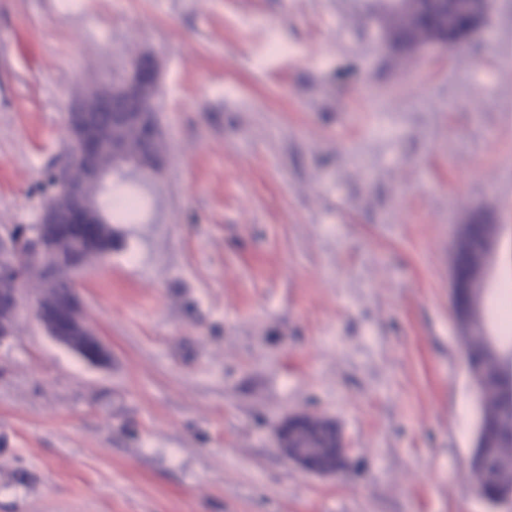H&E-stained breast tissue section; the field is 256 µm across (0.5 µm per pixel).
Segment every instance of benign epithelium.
<instances>
[{
    "label": "benign epithelium",
    "instance_id": "7a95c632",
    "mask_svg": "<svg viewBox=\"0 0 512 512\" xmlns=\"http://www.w3.org/2000/svg\"><path fill=\"white\" fill-rule=\"evenodd\" d=\"M461 9L453 23H448V0H387L385 8L393 17L413 25L415 36L399 42L388 29L381 30L387 49L417 53L427 48L448 49L471 41L486 28L491 0H461ZM161 96V67L151 51L131 56L120 70L105 82L104 88L78 93L68 107L66 125L69 132L68 156L73 165L60 174L50 173L53 186L48 189L37 224L19 233L10 228L0 230V279L13 280L14 287L0 290V347L13 338L15 324L23 309L22 288L27 283L25 267L41 266L45 280L57 279L59 268L67 265L79 274L86 269L84 252L98 246L96 225L105 221L104 211L88 210L86 189L103 185L111 173L134 170L150 176L163 173L166 157L145 149L128 152L124 132L141 131L148 142L161 137L162 129L153 105ZM111 113L112 135L101 136L97 116ZM112 155L113 172L103 173L88 163L98 153ZM64 198L68 210L61 219L57 200ZM502 225L489 212L473 210L460 225L454 238L451 263V297L464 300L466 288L475 277L489 283L494 256L501 240ZM84 298L75 287L57 306L40 301L35 314L48 337L85 363L102 366L110 354L84 319ZM336 465L313 464L307 457L291 450L288 421L277 429L275 440L284 457L292 464L313 474L330 475L339 471L347 454L342 435H337Z\"/></svg>",
    "mask_w": 512,
    "mask_h": 512
}]
</instances>
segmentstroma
<instances>
[{
	"instance_id": "35a3bbf8",
	"label": "stroma",
	"mask_w": 512,
	"mask_h": 512,
	"mask_svg": "<svg viewBox=\"0 0 512 512\" xmlns=\"http://www.w3.org/2000/svg\"><path fill=\"white\" fill-rule=\"evenodd\" d=\"M382 0H0V228L36 221L65 112L136 52L162 65V176L113 174L81 275L91 366L32 311L0 349V512H497L468 460L481 400L450 299L458 225L512 281V0L488 30L379 50ZM282 51L268 49L271 39ZM325 416L318 476L274 444ZM502 224H497L495 218L483 209L473 210L460 225L454 238L451 263V298L455 303L464 300L466 288H470L471 280L479 278L488 284L491 278V269L501 240ZM476 238L481 244V250L473 265L465 262L461 254L467 248L471 239ZM465 246H459L461 241ZM299 416H308L312 420L329 423L333 426L335 424L324 417L297 414L289 416L285 419L277 429L275 440L277 447L280 448L284 457L293 465H296L303 470L313 474L330 475L335 474L342 467L347 454V446L341 433L336 428V431L325 424H310L303 423L293 428L292 443L297 452L308 454L311 456H318L329 448L336 449V465L331 467L323 462L313 464L306 456L294 453L291 450L288 441V421L292 418ZM336 427V426H335ZM336 432L338 443L336 445Z\"/></svg>"
}]
</instances>
